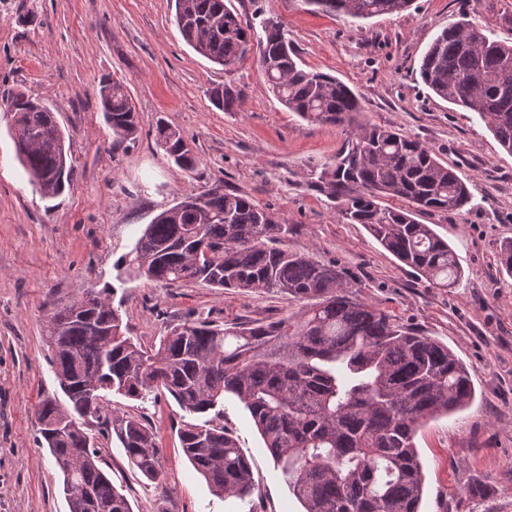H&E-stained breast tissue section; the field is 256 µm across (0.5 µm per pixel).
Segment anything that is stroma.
Masks as SVG:
<instances>
[{
  "label": "stroma",
  "instance_id": "35a3bbf8",
  "mask_svg": "<svg viewBox=\"0 0 512 512\" xmlns=\"http://www.w3.org/2000/svg\"><path fill=\"white\" fill-rule=\"evenodd\" d=\"M225 4L244 21L277 19L304 68L359 95L362 122L412 136L454 167L473 195L470 209L417 219L448 241L461 276L454 287H428L362 225L344 223L311 176L334 164L346 128L289 111L256 58L227 69L198 55L180 36L174 0H0V101L22 92L45 102L73 167L62 195L42 197L16 157L12 116L0 111V512H68L37 426L40 401L60 392L42 342L53 309L107 291L128 335L146 347L193 313L231 324L301 310L285 293L167 286L125 264L157 214L219 185L280 217L289 250L343 269L360 300L448 345L467 367L470 407L429 421L414 439L425 473L420 512H512V277L497 269L499 248L512 239V155L476 113L438 98L419 78L431 42L460 18L512 44V0H413L402 13L368 20L316 12L305 0ZM107 76L125 83L137 113L136 139L117 148L99 99ZM224 84L241 98L230 112L209 98ZM161 122L190 143L194 170L157 145ZM105 408L142 417L157 435L161 490L129 467L117 438L105 445L112 481L134 512H301L235 397L224 400V424L256 484L242 500L213 495L190 464L177 437L184 413L171 397L113 395Z\"/></svg>",
  "mask_w": 512,
  "mask_h": 512
}]
</instances>
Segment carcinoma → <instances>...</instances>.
<instances>
[{
  "label": "carcinoma",
  "instance_id": "carcinoma-1",
  "mask_svg": "<svg viewBox=\"0 0 512 512\" xmlns=\"http://www.w3.org/2000/svg\"><path fill=\"white\" fill-rule=\"evenodd\" d=\"M411 2L307 0L353 19L400 13ZM175 19L197 54L227 68L254 49L289 110L348 128L317 186L341 201L346 223L363 225L430 287L455 284L456 253L415 219L417 212H459L471 204L473 195L453 168L417 139L360 122L357 94L330 74L303 68L279 23L261 21L259 35L224 0H175ZM419 77L438 97L477 113L512 154V45L467 21L453 22L424 54ZM99 94L113 146L135 139V106L124 82L106 78ZM210 99L225 111L240 102L225 85L212 88ZM5 108L31 183L45 197L62 194L72 168L54 113L23 92ZM156 139L176 165L195 169L196 157L178 130L160 124ZM382 197L407 199L416 211L385 207ZM178 205L158 214L127 255L141 276L165 285L199 281L277 291L305 305L275 321L228 325L190 316L149 348L126 335L107 292H88L51 312L44 346L67 403L44 399L37 423L63 475L69 512H133L90 439L95 423L102 436L117 437L131 468L155 485L164 481L156 433L138 416L102 414L109 393L137 401L168 395L185 412L213 413L201 424L182 422L178 438L218 497L243 500L254 491L251 465L224 427L228 394L249 411L304 512H419L424 466L414 439L426 422L474 400L461 360L447 345L360 301L345 271L288 250V225L245 195L217 186ZM498 268L512 276V240L500 246Z\"/></svg>",
  "mask_w": 512,
  "mask_h": 512
}]
</instances>
